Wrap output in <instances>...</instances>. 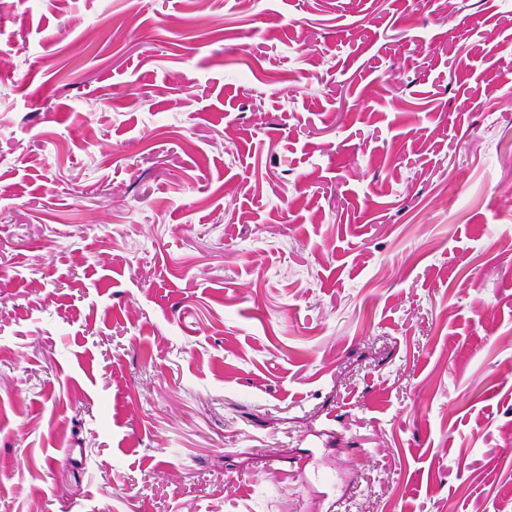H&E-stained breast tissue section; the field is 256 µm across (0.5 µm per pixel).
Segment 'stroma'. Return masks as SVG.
<instances>
[{
	"instance_id": "stroma-1",
	"label": "stroma",
	"mask_w": 512,
	"mask_h": 512,
	"mask_svg": "<svg viewBox=\"0 0 512 512\" xmlns=\"http://www.w3.org/2000/svg\"><path fill=\"white\" fill-rule=\"evenodd\" d=\"M0 19V512H512V0Z\"/></svg>"
}]
</instances>
